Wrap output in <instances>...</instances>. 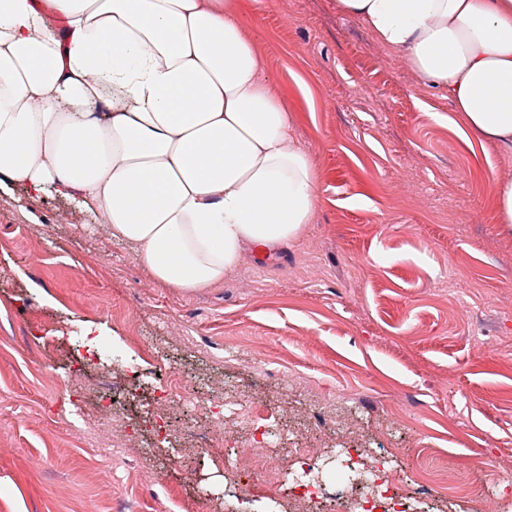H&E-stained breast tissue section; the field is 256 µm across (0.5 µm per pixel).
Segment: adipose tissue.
<instances>
[{"mask_svg": "<svg viewBox=\"0 0 512 512\" xmlns=\"http://www.w3.org/2000/svg\"><path fill=\"white\" fill-rule=\"evenodd\" d=\"M0 0V192L58 195L191 293L287 249L319 184L233 0ZM512 151V0H337Z\"/></svg>", "mask_w": 512, "mask_h": 512, "instance_id": "1", "label": "adipose tissue"}]
</instances>
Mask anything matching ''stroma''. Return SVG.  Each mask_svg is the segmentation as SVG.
<instances>
[{
	"label": "stroma",
	"instance_id": "1",
	"mask_svg": "<svg viewBox=\"0 0 512 512\" xmlns=\"http://www.w3.org/2000/svg\"><path fill=\"white\" fill-rule=\"evenodd\" d=\"M320 186L290 248L248 254L194 293L158 283L138 251L67 201L0 193V512H207L251 428L211 427L224 394L276 404L280 451L354 425L389 466L452 474L491 512L512 497V234L491 185L512 152L465 134L336 0H235ZM136 365L188 382L168 414L209 432L186 456L95 431L89 389Z\"/></svg>",
	"mask_w": 512,
	"mask_h": 512
}]
</instances>
